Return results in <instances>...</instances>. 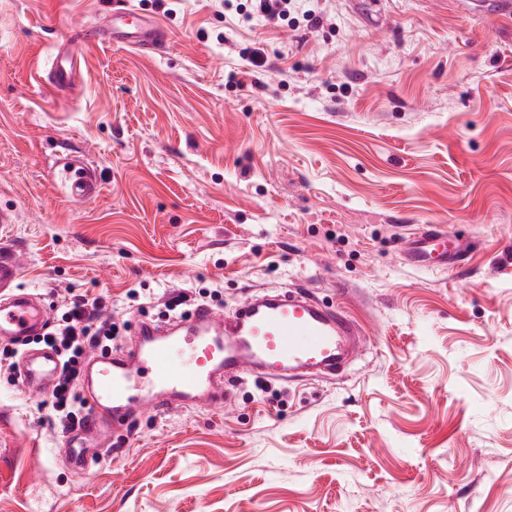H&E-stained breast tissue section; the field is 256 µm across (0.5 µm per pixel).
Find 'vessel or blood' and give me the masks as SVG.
I'll return each mask as SVG.
<instances>
[{
	"mask_svg": "<svg viewBox=\"0 0 512 512\" xmlns=\"http://www.w3.org/2000/svg\"><path fill=\"white\" fill-rule=\"evenodd\" d=\"M72 38L82 47L113 38L143 52L166 44L153 20L126 5L74 31ZM83 61L57 47L47 81L52 95L71 88ZM62 173L69 195L83 200L98 195L101 184L85 160H68ZM402 248L409 265L430 270L448 268L464 251L442 225L413 233ZM21 271L17 252L0 249V342L21 343L48 328L40 297L17 286ZM367 343L362 327L340 307L298 288L249 296L229 314L202 304L166 325L140 322L126 349L89 358L82 379L89 414L63 438L67 462L72 470H88L103 454L102 440L124 430L143 409L220 407L248 378L284 381L305 371L332 379ZM59 368L52 350H29L20 363V386L45 392Z\"/></svg>",
	"mask_w": 512,
	"mask_h": 512,
	"instance_id": "obj_1",
	"label": "vessel or blood"
}]
</instances>
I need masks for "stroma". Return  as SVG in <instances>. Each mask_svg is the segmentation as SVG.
Segmentation results:
<instances>
[{
  "label": "stroma",
  "instance_id": "obj_1",
  "mask_svg": "<svg viewBox=\"0 0 512 512\" xmlns=\"http://www.w3.org/2000/svg\"><path fill=\"white\" fill-rule=\"evenodd\" d=\"M495 0H0V245L48 309L102 295L130 342L184 293L228 312L305 287L372 338L335 382L250 380L145 412L76 473L42 394L0 371V512H512V19ZM129 4L163 52L105 40L61 98L53 46ZM264 45L252 72L241 48ZM79 150L100 194L60 180ZM443 224L463 262L399 240ZM288 1L290 3V0H252L251 2H255L253 11L246 9L242 17L250 19L253 15H257L270 22L281 19L288 12Z\"/></svg>",
  "mask_w": 512,
  "mask_h": 512
}]
</instances>
